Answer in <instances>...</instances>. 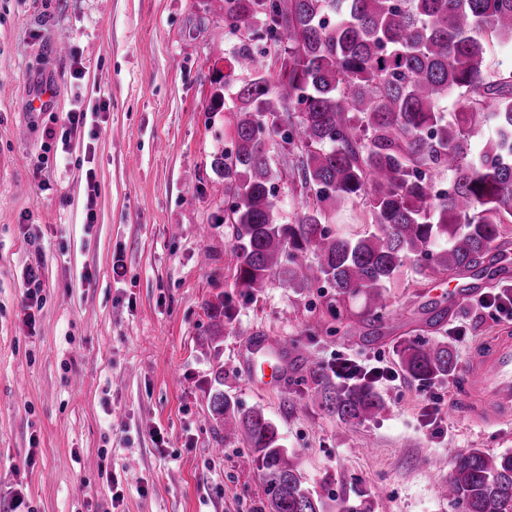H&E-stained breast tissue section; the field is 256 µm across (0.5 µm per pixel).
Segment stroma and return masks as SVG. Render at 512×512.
Returning a JSON list of instances; mask_svg holds the SVG:
<instances>
[{"mask_svg":"<svg viewBox=\"0 0 512 512\" xmlns=\"http://www.w3.org/2000/svg\"><path fill=\"white\" fill-rule=\"evenodd\" d=\"M237 42L211 0H0V512L17 497L24 512H257L253 457L209 414L219 374L278 426L310 487L363 494L371 512H462L438 484L455 456L512 451V425L483 428L457 407L459 375L422 384L399 375L395 354L432 335L465 367L506 325L481 300L512 283V252L475 276L404 275L369 343L330 334L320 289L237 288L211 167L233 130L211 97ZM101 102L92 125L47 140L49 112ZM30 268L43 279L31 325ZM227 295L234 317L217 336L208 307ZM436 304L448 318L431 329ZM255 336L298 341L327 366L383 361L398 373L378 386L387 413L328 416L293 361L277 385L252 384Z\"/></svg>","mask_w":512,"mask_h":512,"instance_id":"35a3bbf8","label":"stroma"}]
</instances>
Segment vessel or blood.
Returning a JSON list of instances; mask_svg holds the SVG:
<instances>
[{
    "instance_id": "vessel-or-blood-1",
    "label": "vessel or blood",
    "mask_w": 512,
    "mask_h": 512,
    "mask_svg": "<svg viewBox=\"0 0 512 512\" xmlns=\"http://www.w3.org/2000/svg\"><path fill=\"white\" fill-rule=\"evenodd\" d=\"M254 353L274 351L277 362L270 374L278 381L288 365V339L266 336L251 341ZM457 398L469 415L488 425L512 423V330L501 329L476 342L457 388Z\"/></svg>"
}]
</instances>
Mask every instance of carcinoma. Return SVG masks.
I'll use <instances>...</instances> for the list:
<instances>
[{
    "mask_svg": "<svg viewBox=\"0 0 512 512\" xmlns=\"http://www.w3.org/2000/svg\"><path fill=\"white\" fill-rule=\"evenodd\" d=\"M215 2L224 28L243 33L213 95L221 105L231 92L234 134L212 168L231 199L224 223L234 230L237 287L253 295L274 280L306 290L324 282L336 334L353 299L360 321L383 324L406 267L431 280L499 260L512 234V69L493 68L489 52L512 46V0ZM487 124L493 133L475 152L471 138ZM274 136L297 149L288 175L306 204L294 224L280 222ZM445 172L440 189L435 176ZM345 205L361 209L373 229L329 227ZM232 317L230 299L211 305L214 335ZM398 355L401 372L419 382L457 365L453 345L438 338L409 341ZM303 360L330 416L354 423L387 411L373 384L341 386L325 366ZM209 411L224 441L251 450L260 512H326L262 409L242 412L216 388ZM442 493L464 512H512V452L458 454Z\"/></svg>",
    "mask_w": 512,
    "mask_h": 512,
    "instance_id": "obj_1",
    "label": "carcinoma"
}]
</instances>
